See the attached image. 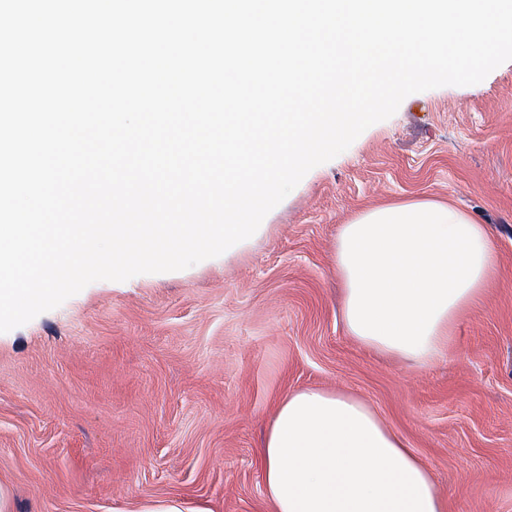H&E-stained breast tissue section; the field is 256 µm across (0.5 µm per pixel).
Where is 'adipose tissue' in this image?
Instances as JSON below:
<instances>
[{"label": "adipose tissue", "instance_id": "obj_1", "mask_svg": "<svg viewBox=\"0 0 512 512\" xmlns=\"http://www.w3.org/2000/svg\"><path fill=\"white\" fill-rule=\"evenodd\" d=\"M349 336L429 366L497 260L484 225L439 201L390 204L342 225L335 246ZM270 512H447L431 467L361 398L304 388L277 404L260 448Z\"/></svg>", "mask_w": 512, "mask_h": 512}]
</instances>
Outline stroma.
<instances>
[{"instance_id":"35a3bbf8","label":"stroma","mask_w":512,"mask_h":512,"mask_svg":"<svg viewBox=\"0 0 512 512\" xmlns=\"http://www.w3.org/2000/svg\"><path fill=\"white\" fill-rule=\"evenodd\" d=\"M423 198L485 225L498 262L428 368L347 334L333 258L341 225ZM308 386L368 402L448 512H512V61L406 97L243 248L93 282L0 333V485L12 512H267L259 449L277 402Z\"/></svg>"}]
</instances>
